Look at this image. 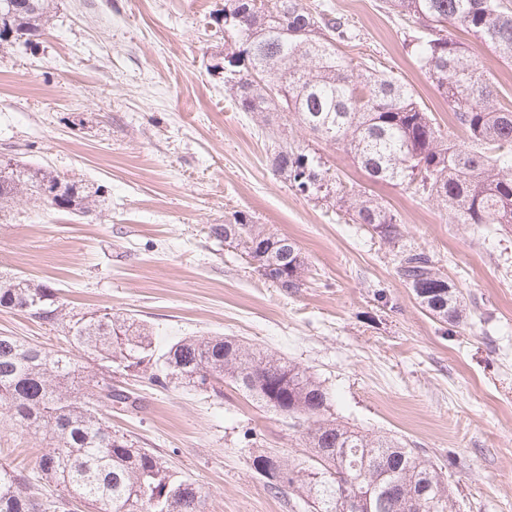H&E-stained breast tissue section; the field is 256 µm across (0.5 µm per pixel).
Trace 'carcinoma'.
Segmentation results:
<instances>
[{"label": "carcinoma", "instance_id": "carcinoma-1", "mask_svg": "<svg viewBox=\"0 0 512 512\" xmlns=\"http://www.w3.org/2000/svg\"><path fill=\"white\" fill-rule=\"evenodd\" d=\"M384 8L414 24L408 43L428 79L448 104L466 141L441 133L433 117L397 78L354 62L340 45L359 37L340 13L305 0H224V58L235 60L224 89L237 109L269 122L268 162L289 187L345 208L354 224H366L396 244L401 221L386 204L336 180L309 145L288 139L295 123L326 143L338 145L375 183L410 189L448 207L453 224L512 226V110L496 103L486 65L471 58L453 26L484 43L496 57L512 61V7L504 0H383ZM57 8L55 0H0V45L34 49ZM26 196L57 208H86L76 183L43 169L14 162L0 169V208ZM246 256L263 251L264 279L285 291L304 286L306 257L297 244L257 224L244 212L214 228ZM398 273L435 319L453 325L466 310L464 297L427 254L397 252ZM0 307L62 328L71 347L107 370L137 372L154 360L153 332L142 320L106 309L65 311L45 282L0 271ZM155 382L187 384L201 391L228 379L260 407L302 425L308 449L296 462L282 460L285 481L266 479L264 463L278 456L264 450L251 457L254 471L276 494L289 489L313 512H348L343 499L353 483L372 488L370 512H453L450 480L418 449L396 439L370 436L330 413L322 382L296 363L224 336L184 337L158 356ZM101 390L102 402L84 400L82 387ZM129 395L107 378L85 373L67 350L0 336V415L23 431L52 442L40 456L38 478L59 494L43 500L39 485L20 471L0 466V512H67L77 497L95 512H204L200 487L178 475L155 453L106 421L103 410Z\"/></svg>", "mask_w": 512, "mask_h": 512}]
</instances>
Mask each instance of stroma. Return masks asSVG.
<instances>
[{
	"instance_id": "35a3bbf8",
	"label": "stroma",
	"mask_w": 512,
	"mask_h": 512,
	"mask_svg": "<svg viewBox=\"0 0 512 512\" xmlns=\"http://www.w3.org/2000/svg\"><path fill=\"white\" fill-rule=\"evenodd\" d=\"M360 31L349 56L393 72L440 130L448 106L382 0H322ZM224 0H57L35 50H0V155L83 186L88 212L17 200L0 213V268L54 284L67 309L134 313L164 352L186 336H235L307 368L338 420L397 436L444 466L464 512H512V228L452 224L441 203L370 181L344 151L318 149L344 181L383 201L402 245L429 254L462 292L456 326L426 312L397 272V247L339 206L275 174L259 120L238 111L214 65ZM236 211L293 239L307 257L289 294L252 271L212 229ZM59 345L58 332L0 309V336ZM135 411L113 429L191 477L205 512H307L251 467L273 448L303 458L297 427L233 384L161 386L116 373ZM47 442L0 419V466L38 475Z\"/></svg>"
}]
</instances>
